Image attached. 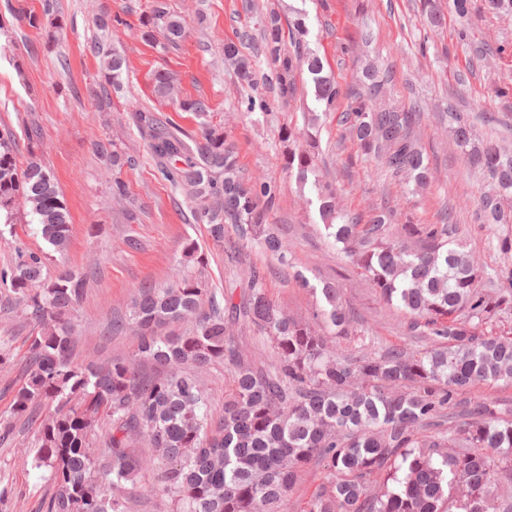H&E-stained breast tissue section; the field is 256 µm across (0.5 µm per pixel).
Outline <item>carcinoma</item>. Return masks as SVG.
Instances as JSON below:
<instances>
[{
  "label": "carcinoma",
  "mask_w": 512,
  "mask_h": 512,
  "mask_svg": "<svg viewBox=\"0 0 512 512\" xmlns=\"http://www.w3.org/2000/svg\"><path fill=\"white\" fill-rule=\"evenodd\" d=\"M142 37L160 33L164 46L185 38L187 21L155 0ZM303 13L283 24L270 14L251 54L229 39L224 62L247 87H257L255 66L274 65L277 98L297 94L299 64L307 63L314 98L330 109L341 91L322 59L308 46ZM104 83L120 88L124 59L97 41ZM365 91L351 96L341 122L366 156L395 176L423 185L428 163L416 144L417 106L375 107L383 90L377 72ZM154 92L174 99L198 120L188 137L164 123L153 108H137L132 120L147 140L160 174L185 194L195 221L211 239L224 243L225 225L234 234L228 250L244 266L247 288L239 302L217 296L202 278L205 258L196 242L182 248L165 284L143 283L129 313L111 329L137 337L134 353L100 365L75 362L74 313L87 293L89 272L46 271L47 256L16 242L18 261L0 271L16 304L33 322L23 382L15 389L0 437L13 420L40 401L53 409L32 421L37 449L32 467L46 472L43 512H128L132 490L149 480L147 493L168 512H283L288 492L309 465L327 482L306 512H512L502 492L512 480V410L493 400H475L479 384L512 383V340L494 328L512 315V268L487 274L493 291L476 288L480 266L455 248L451 225L402 224L392 229L385 207L365 224L336 210L321 184L315 156L288 129L286 167L302 187L313 181L327 237L342 245L357 273L377 296L396 305L410 332L427 336L423 352L391 349L358 360L338 354L333 338L353 333L341 287L326 283L313 322L292 317L265 293V275L247 263L242 249L255 245L288 267L295 259L268 224L279 195L272 179H246L237 152L227 142L207 103L179 98L167 72L153 75ZM448 122L471 168L490 180L478 198L484 224H507L504 201L512 197V150L496 142L472 144L469 113L448 103ZM114 168L125 164L116 142L98 143ZM18 144L0 132V222L26 216L40 226L55 251H66L71 215L55 175L31 160L20 167ZM112 200L128 203L127 221L137 215L126 183L112 177ZM250 330L273 345L268 360L251 359L233 332ZM148 362L156 374L145 376ZM216 363L232 368L234 391L216 428L205 397L202 373ZM427 426L435 430L424 433Z\"/></svg>",
  "instance_id": "cac0c4a2"
}]
</instances>
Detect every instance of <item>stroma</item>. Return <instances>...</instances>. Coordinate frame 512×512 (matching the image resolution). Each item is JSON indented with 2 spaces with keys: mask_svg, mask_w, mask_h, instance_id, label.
Returning <instances> with one entry per match:
<instances>
[{
  "mask_svg": "<svg viewBox=\"0 0 512 512\" xmlns=\"http://www.w3.org/2000/svg\"><path fill=\"white\" fill-rule=\"evenodd\" d=\"M52 3V19L62 26L59 41L31 29L16 12H42ZM188 22L178 48L166 49L141 36V20L153 0H0V129L12 131L19 143L18 161L38 157L55 174L72 217V237L66 253L53 252L36 225L19 224L0 233V269L16 263L14 246L50 254V273L64 268L95 270L87 294L75 313L79 332L77 361H106L131 355L134 336L108 334L116 314L125 313L133 292L145 282L170 278L186 240H195L207 258L204 275L216 294L243 293L238 266L229 263L224 248L196 223L189 202L175 193L157 171L131 120L134 106L157 108L161 120L197 135L193 113L161 101L152 92L154 72L170 73L182 97L207 101L215 120L223 121L246 177H269L279 196L269 221L299 262L309 287H302L291 268L255 246L247 247L249 262L265 273L266 293L298 317L315 310L312 286L342 285V301L354 315L356 335L337 341L339 353L354 359L367 351L404 347L418 351L428 342L406 332L404 318L381 301L358 277L331 239L314 204V192L299 186L285 166L287 129L306 132L304 115L317 110L309 74H302L298 94L290 105L277 101L268 81L269 61L257 67L256 91L266 109L247 111L250 88L224 66V41L240 38L250 47L258 37V20L269 11L282 17L306 15L311 46L326 57L343 92L363 87L365 72L378 69L386 81L384 100L398 108L419 105L422 117L418 143L429 160L425 186L393 176L383 165L363 156L356 139L340 121L339 112L321 115L315 150L319 176L332 184L340 209L369 220L382 204L396 214L413 212L421 224H437L444 211H453L457 239L487 270L512 263L503 254L502 240L512 241V224L493 226L477 218V199L486 188L482 175L470 170L447 121L448 101L471 113L479 139L497 138L512 144V14L490 10L485 0H472L468 20L443 11L439 26H431L421 0H168ZM114 18L99 30L101 14ZM117 47L126 60L124 83L110 91L111 105L99 109L93 94L100 81V60L91 51L94 41ZM507 88L504 96L495 95ZM35 126L37 140L25 131ZM116 140L133 162L120 173L129 193L142 206L135 223H127L110 191L112 168L94 144ZM134 236L143 250L127 248ZM31 324L15 304L9 288L0 285V336L9 340L12 357L0 367V413L9 410L14 390L28 359ZM35 430L16 428L0 441V483L12 487L6 512H40L46 484L27 464L22 449L32 448Z\"/></svg>",
  "mask_w": 512,
  "mask_h": 512,
  "instance_id": "1",
  "label": "stroma"
}]
</instances>
